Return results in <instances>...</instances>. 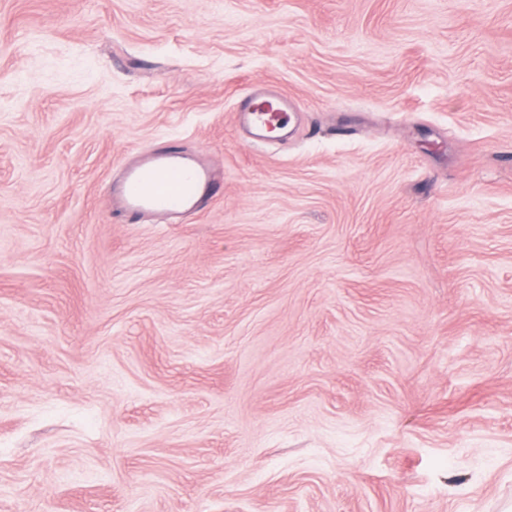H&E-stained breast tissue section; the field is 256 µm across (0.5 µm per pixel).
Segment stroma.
I'll return each mask as SVG.
<instances>
[{
    "label": "stroma",
    "mask_w": 512,
    "mask_h": 512,
    "mask_svg": "<svg viewBox=\"0 0 512 512\" xmlns=\"http://www.w3.org/2000/svg\"><path fill=\"white\" fill-rule=\"evenodd\" d=\"M0 512H512V0H0ZM264 100H272L277 106L274 118L283 131L287 128L292 119V110L296 106L285 96L281 95L274 87L269 85H253L247 95L239 98L236 102L239 123H244L253 128L260 138H267L264 123L269 119V112L263 110ZM218 183L211 171L176 154H149L124 166L112 183L115 212L126 221L143 216H175L196 211L215 194Z\"/></svg>",
    "instance_id": "35a3bbf8"
}]
</instances>
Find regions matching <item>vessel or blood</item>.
<instances>
[{
	"mask_svg": "<svg viewBox=\"0 0 512 512\" xmlns=\"http://www.w3.org/2000/svg\"><path fill=\"white\" fill-rule=\"evenodd\" d=\"M274 101L281 127H288L293 103L269 85H253L236 102L238 120L264 134L267 112L264 101ZM218 183L211 171L172 153L149 154L125 165L122 177L112 185L115 212L128 221L141 217L175 216L197 209L199 203L215 194Z\"/></svg>",
	"mask_w": 512,
	"mask_h": 512,
	"instance_id": "1",
	"label": "vessel or blood"
}]
</instances>
